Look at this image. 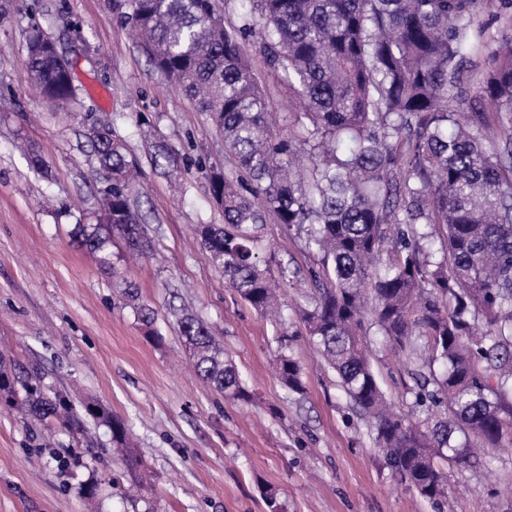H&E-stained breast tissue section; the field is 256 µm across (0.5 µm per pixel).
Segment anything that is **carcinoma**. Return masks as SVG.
I'll return each mask as SVG.
<instances>
[{
    "mask_svg": "<svg viewBox=\"0 0 512 512\" xmlns=\"http://www.w3.org/2000/svg\"><path fill=\"white\" fill-rule=\"evenodd\" d=\"M259 14L258 52L288 95L300 100L292 130L276 126L246 48L247 28L228 29L212 0H112L153 67L198 99L224 138L238 174H209L224 223L199 235L212 265L255 311L281 319L277 285L260 267L258 242L271 215L302 235L318 256L315 288L303 311L309 336L355 408L372 424L387 465L406 488L448 505L450 466L512 446V137L495 136L488 117L465 129L456 108L469 92L497 105L512 128V35L487 66L465 73L472 26L512 0H240ZM26 79L61 108L75 98L68 69L38 35L29 41ZM108 188L106 227L75 224L77 242L101 254L120 236L151 251L131 200L132 173L112 131L93 126ZM442 229L440 259L422 240ZM387 261H381L383 251ZM158 341L152 308L135 306ZM197 376L225 397L245 400L237 367L209 327L188 310L179 318ZM421 361L412 409L445 418L407 422L387 402L369 357L371 332ZM276 371L289 392L303 390L300 368L282 353ZM0 403L41 422L70 419L59 394L36 372L8 368L0 354ZM87 412L136 469L124 420L102 405Z\"/></svg>",
    "mask_w": 512,
    "mask_h": 512,
    "instance_id": "carcinoma-1",
    "label": "carcinoma"
}]
</instances>
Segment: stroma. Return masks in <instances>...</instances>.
Returning <instances> with one entry per match:
<instances>
[{"mask_svg":"<svg viewBox=\"0 0 512 512\" xmlns=\"http://www.w3.org/2000/svg\"><path fill=\"white\" fill-rule=\"evenodd\" d=\"M478 20L469 58L480 65L512 28L487 9ZM38 32L74 64L78 96L67 108L48 107L25 77ZM103 121L141 170L132 199L152 240L151 255L131 260L113 238L111 275L70 237L73 224L102 215L106 182L86 132ZM158 142L176 154L175 172L152 163ZM23 143L49 178L29 168ZM212 166L234 168L223 138L151 66L112 0H0V353L37 369L45 390L66 394L75 410L95 401L122 418L146 466L133 482L108 429L83 413L71 432L5 408L0 512H267L269 489L286 512H434L398 483L307 335L300 315L317 258L270 219L261 256L272 278L285 270L298 281L285 296L283 348L303 393L286 394L275 377L276 327L227 284L197 236L198 225L224 221L210 198ZM137 301L153 308L162 340L146 336ZM180 308L213 329L249 400L225 398L194 374L173 316ZM372 342L383 391L410 412V361L382 337ZM88 483L97 486L92 503ZM448 485L456 512H512V453L450 467Z\"/></svg>","mask_w":512,"mask_h":512,"instance_id":"obj_1","label":"stroma"}]
</instances>
